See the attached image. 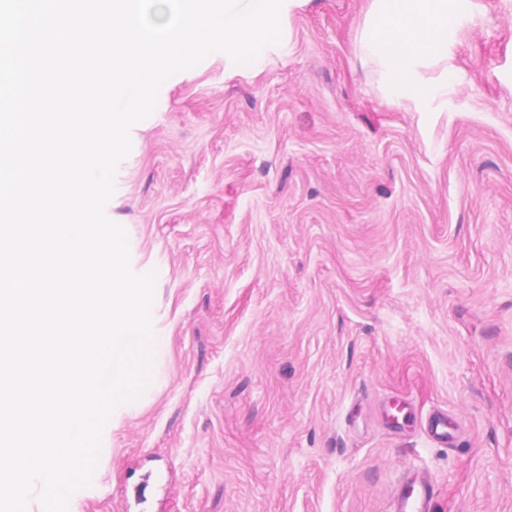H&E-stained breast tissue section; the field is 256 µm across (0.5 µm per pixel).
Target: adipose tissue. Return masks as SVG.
<instances>
[{
  "mask_svg": "<svg viewBox=\"0 0 512 512\" xmlns=\"http://www.w3.org/2000/svg\"><path fill=\"white\" fill-rule=\"evenodd\" d=\"M479 12L477 0H372L359 49L378 65L392 100L429 112L448 93L451 47L462 23ZM439 62L441 76L427 80L424 69Z\"/></svg>",
  "mask_w": 512,
  "mask_h": 512,
  "instance_id": "obj_1",
  "label": "adipose tissue"
}]
</instances>
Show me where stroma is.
<instances>
[{
    "mask_svg": "<svg viewBox=\"0 0 512 512\" xmlns=\"http://www.w3.org/2000/svg\"><path fill=\"white\" fill-rule=\"evenodd\" d=\"M477 2L431 112L360 55L371 0L164 82L106 211L157 273L163 376L68 512H127L148 474L146 512H388L407 467L434 512H512V0ZM397 396L462 447L384 430ZM424 435L435 445L456 448L461 445V423L448 415V411L437 408L421 418Z\"/></svg>",
    "mask_w": 512,
    "mask_h": 512,
    "instance_id": "obj_1",
    "label": "stroma"
}]
</instances>
